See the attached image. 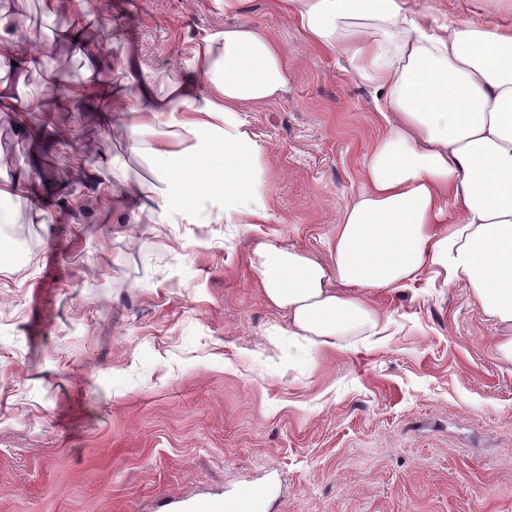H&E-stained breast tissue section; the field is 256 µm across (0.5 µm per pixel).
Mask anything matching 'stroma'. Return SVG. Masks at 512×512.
Returning a JSON list of instances; mask_svg holds the SVG:
<instances>
[{"mask_svg": "<svg viewBox=\"0 0 512 512\" xmlns=\"http://www.w3.org/2000/svg\"><path fill=\"white\" fill-rule=\"evenodd\" d=\"M22 31L71 27L65 0H14ZM424 26L454 13L493 24L482 0H407ZM86 14L103 82L136 64L164 92L192 73L197 34L263 26L287 52L288 88L239 118L266 153L265 224H125L111 192L80 178L128 146L99 105L31 71L0 106V167L35 181L51 215L0 231V512H170L171 498L273 482L270 512H512V365L466 288L429 269L375 299L380 339L297 361L284 315L263 301L256 244L327 257L332 227L360 188L380 126L371 94L311 50L273 0L224 13L214 0H106Z\"/></svg>", "mask_w": 512, "mask_h": 512, "instance_id": "1", "label": "stroma"}]
</instances>
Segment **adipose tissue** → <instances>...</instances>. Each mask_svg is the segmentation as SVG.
<instances>
[{
    "instance_id": "ef3b65f1",
    "label": "adipose tissue",
    "mask_w": 512,
    "mask_h": 512,
    "mask_svg": "<svg viewBox=\"0 0 512 512\" xmlns=\"http://www.w3.org/2000/svg\"><path fill=\"white\" fill-rule=\"evenodd\" d=\"M311 49L342 60L372 91L380 130L328 244L310 252L259 244L253 265L264 300L288 320L296 357L383 333L373 298L441 266L499 327L494 351L512 364V24L457 15L421 25L403 0H275ZM194 79L163 95L140 85L113 98L131 113L122 134L150 179L112 182V197L141 198L128 222L197 220L198 186L225 217L267 223V167L239 114L286 90V51L257 25L207 30L193 49Z\"/></svg>"
}]
</instances>
